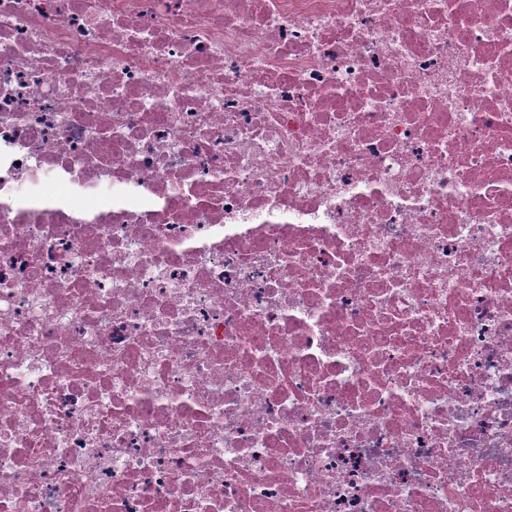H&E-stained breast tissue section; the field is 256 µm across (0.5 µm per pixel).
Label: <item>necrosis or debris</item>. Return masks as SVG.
Returning a JSON list of instances; mask_svg holds the SVG:
<instances>
[{
	"instance_id": "1",
	"label": "necrosis or debris",
	"mask_w": 512,
	"mask_h": 512,
	"mask_svg": "<svg viewBox=\"0 0 512 512\" xmlns=\"http://www.w3.org/2000/svg\"><path fill=\"white\" fill-rule=\"evenodd\" d=\"M0 512H512V0H0Z\"/></svg>"
}]
</instances>
